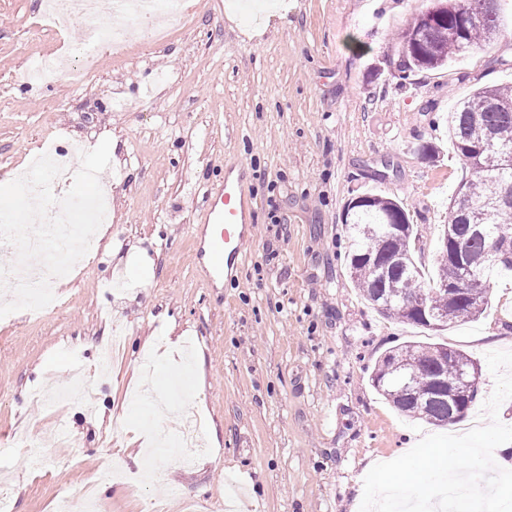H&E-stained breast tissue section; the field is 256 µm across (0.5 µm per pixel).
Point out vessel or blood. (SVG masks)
I'll return each mask as SVG.
<instances>
[{"label": "vessel or blood", "mask_w": 512, "mask_h": 512, "mask_svg": "<svg viewBox=\"0 0 512 512\" xmlns=\"http://www.w3.org/2000/svg\"><path fill=\"white\" fill-rule=\"evenodd\" d=\"M249 219V204L239 181L225 179L208 193L204 224L209 281L222 279L225 273L237 270L242 243L250 232Z\"/></svg>", "instance_id": "b4317fda"}]
</instances>
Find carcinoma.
I'll return each instance as SVG.
<instances>
[{"label": "carcinoma", "mask_w": 512, "mask_h": 512, "mask_svg": "<svg viewBox=\"0 0 512 512\" xmlns=\"http://www.w3.org/2000/svg\"><path fill=\"white\" fill-rule=\"evenodd\" d=\"M473 0H435L434 18L417 15L400 34L401 54L408 71L436 69L447 65L471 47L489 42L498 28V3L489 0L483 21L466 17ZM448 131L456 154L470 172L462 181L448 212V224L440 235V259L435 276L423 279L417 264L413 225L399 202L378 196L358 198L345 212L349 241L347 260L352 279L362 296L383 317L424 328L427 302L443 321L476 319L483 313L492 270L512 271V217H497V206L512 198V164L502 165L501 156L512 158V88L485 86L448 113ZM484 225L474 234L471 225ZM459 244L475 261L473 277L482 285V295L448 299V289L459 277L460 265L448 256ZM475 367L465 352L445 344L409 343L387 351L375 369L372 382L380 394L402 414L435 425H453L463 418L448 400L434 395L432 375L448 378Z\"/></svg>", "instance_id": "obj_1"}]
</instances>
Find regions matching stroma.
<instances>
[{
    "label": "stroma",
    "instance_id": "35a3bbf8",
    "mask_svg": "<svg viewBox=\"0 0 512 512\" xmlns=\"http://www.w3.org/2000/svg\"><path fill=\"white\" fill-rule=\"evenodd\" d=\"M430 0H181L163 37L137 34L81 84L24 83L82 41L48 34L42 0H0V180L44 142L112 140L109 232L61 283L60 310L0 319V496L59 512L94 488L103 512H359L371 467L436 426L372 385L380 356L442 343L479 366L469 431L494 389L486 355L512 350V275L485 313L441 330L382 318L347 264L342 215L368 192L400 202L434 272L466 171L445 117L512 85V0L488 47L401 77L399 33ZM436 144L440 157L418 152ZM254 214L235 276L202 272L204 204L228 171ZM118 359L103 351L113 327ZM177 394L201 448L155 400ZM143 443L126 462L128 440Z\"/></svg>",
    "mask_w": 512,
    "mask_h": 512
}]
</instances>
